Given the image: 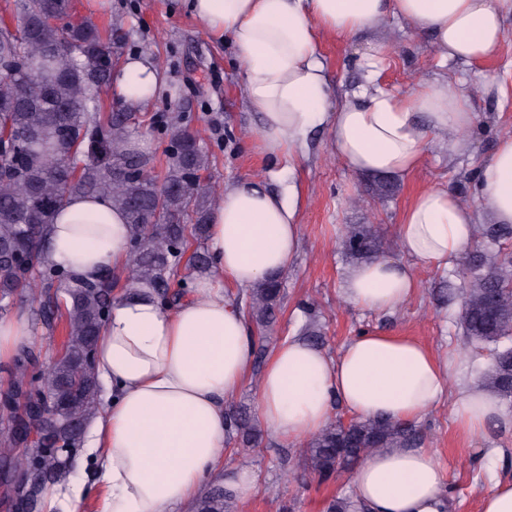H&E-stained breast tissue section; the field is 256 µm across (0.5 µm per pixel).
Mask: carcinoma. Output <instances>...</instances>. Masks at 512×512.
<instances>
[{"label":"carcinoma","instance_id":"obj_1","mask_svg":"<svg viewBox=\"0 0 512 512\" xmlns=\"http://www.w3.org/2000/svg\"><path fill=\"white\" fill-rule=\"evenodd\" d=\"M67 0H13L0 16V312L26 295L48 330L65 323V340L53 362L38 368L35 350L12 359L0 392V465L18 477L6 500L28 498L41 507L46 482L66 475L100 406L96 338L109 318L117 278L81 279L47 261V227L70 195H99L125 213L131 231L126 295L143 292L164 302L187 294L190 280L210 270L208 250L188 252L207 240L211 187L201 175L212 163L198 134L170 138L167 172L154 174V158L135 144L133 117L104 112L100 92L112 71L100 61L115 41L90 22H60ZM19 65L12 73L8 67ZM490 247L512 240V224H483ZM342 252L370 262L377 244L368 230L352 227ZM463 289L462 322L471 338L492 346L489 381L512 399V257L490 263L473 257ZM282 277L261 280L244 305L257 325L276 319ZM228 437L242 450L256 447L259 431L246 411L226 408ZM412 425L385 419L331 422L309 444L307 472L323 477L378 448L416 446ZM193 512H243L237 496L217 482L197 499ZM329 512H363L353 496L336 498Z\"/></svg>","mask_w":512,"mask_h":512}]
</instances>
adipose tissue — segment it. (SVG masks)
<instances>
[{
    "mask_svg": "<svg viewBox=\"0 0 512 512\" xmlns=\"http://www.w3.org/2000/svg\"><path fill=\"white\" fill-rule=\"evenodd\" d=\"M181 6L208 37L230 39L247 102L260 114L255 145L265 158L296 168L306 130L320 122L337 157L356 174L400 179L422 165L430 134L439 135L448 156L467 150L475 122L468 96L444 78L423 81L409 95L386 89L383 48L372 44L360 56L363 81L328 111L321 37L352 40L394 16L430 37L441 60L479 64L498 54L512 16V0H181ZM163 81L152 59L130 55L114 91L126 103L145 105ZM476 176L495 223L512 224V137L498 140ZM297 196L293 186L284 196L253 181L227 186L210 213L212 272L188 297L171 308L146 296L113 299L95 354L106 403L87 428L80 461L97 474L99 512H176L220 471L225 408L245 384L253 354V329L225 287L250 288L288 270L299 247ZM478 221L447 189L418 190L397 226L404 261L354 268L344 296L366 310L396 309L417 290L414 265L448 266ZM47 238L46 259L85 280L128 261L125 215L99 198L70 197ZM36 344L25 314L0 316V361ZM453 370V360L406 336L363 334L334 358L291 338L272 350L263 369L258 418L292 441L321 430L338 403L363 418L409 423L441 398ZM452 411L469 434L492 421L512 424L499 397L473 385L460 386ZM223 474L237 495L254 493L247 471ZM352 486L369 512H448L446 474L429 448L378 449L355 467Z\"/></svg>",
    "mask_w": 512,
    "mask_h": 512,
    "instance_id": "adipose-tissue-1",
    "label": "adipose tissue"
}]
</instances>
